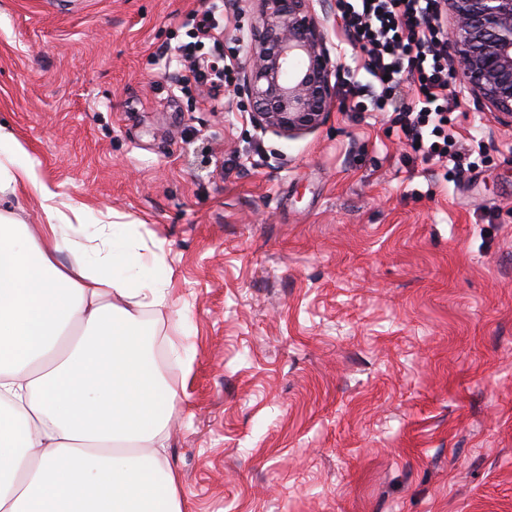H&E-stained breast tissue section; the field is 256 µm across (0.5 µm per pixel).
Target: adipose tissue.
<instances>
[{
    "label": "adipose tissue",
    "mask_w": 512,
    "mask_h": 512,
    "mask_svg": "<svg viewBox=\"0 0 512 512\" xmlns=\"http://www.w3.org/2000/svg\"><path fill=\"white\" fill-rule=\"evenodd\" d=\"M0 124V199L19 185L45 223L0 211V512H183L162 456L174 399L142 338L166 274L141 280L115 225L73 238L54 192Z\"/></svg>",
    "instance_id": "adipose-tissue-1"
}]
</instances>
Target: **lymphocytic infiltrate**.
<instances>
[{
    "instance_id": "f902f5d3",
    "label": "lymphocytic infiltrate",
    "mask_w": 512,
    "mask_h": 512,
    "mask_svg": "<svg viewBox=\"0 0 512 512\" xmlns=\"http://www.w3.org/2000/svg\"><path fill=\"white\" fill-rule=\"evenodd\" d=\"M438 0H337L338 16L365 54L370 79H345L343 105L352 112H394L398 131L414 157L452 162L453 173L476 161L448 134V115L459 103L449 88L448 35L430 23ZM412 80L416 104L401 101L402 83Z\"/></svg>"
}]
</instances>
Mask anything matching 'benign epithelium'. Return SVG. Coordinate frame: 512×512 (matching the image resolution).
I'll list each match as a JSON object with an SVG mask.
<instances>
[{
  "instance_id": "1",
  "label": "benign epithelium",
  "mask_w": 512,
  "mask_h": 512,
  "mask_svg": "<svg viewBox=\"0 0 512 512\" xmlns=\"http://www.w3.org/2000/svg\"><path fill=\"white\" fill-rule=\"evenodd\" d=\"M250 3L254 22L241 35L250 55L237 93L251 104L252 125L284 137L312 132L336 102V70L324 30L326 0H226L232 10ZM442 3L459 86L512 125V0Z\"/></svg>"
}]
</instances>
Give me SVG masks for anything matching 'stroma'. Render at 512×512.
I'll return each instance as SVG.
<instances>
[{
    "label": "stroma",
    "instance_id": "1",
    "mask_svg": "<svg viewBox=\"0 0 512 512\" xmlns=\"http://www.w3.org/2000/svg\"><path fill=\"white\" fill-rule=\"evenodd\" d=\"M210 2L0 0V123L171 278L144 321L185 512H512V127L459 92L484 162L450 179L389 112L258 132L235 85L172 81Z\"/></svg>",
    "mask_w": 512,
    "mask_h": 512
}]
</instances>
